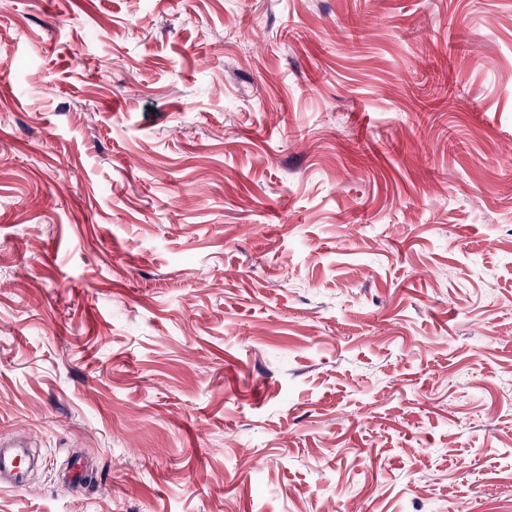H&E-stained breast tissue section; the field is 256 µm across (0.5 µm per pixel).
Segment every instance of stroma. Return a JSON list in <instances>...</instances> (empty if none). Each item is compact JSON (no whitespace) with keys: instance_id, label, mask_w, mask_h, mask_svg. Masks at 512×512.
<instances>
[{"instance_id":"1","label":"stroma","mask_w":512,"mask_h":512,"mask_svg":"<svg viewBox=\"0 0 512 512\" xmlns=\"http://www.w3.org/2000/svg\"><path fill=\"white\" fill-rule=\"evenodd\" d=\"M17 432L0 512H512V0H0ZM0 449V488L22 490L26 487L22 477L21 467L18 466V460L22 458L23 448L26 444L22 439L16 443L5 446L1 443ZM4 448H14L12 452H6Z\"/></svg>"}]
</instances>
